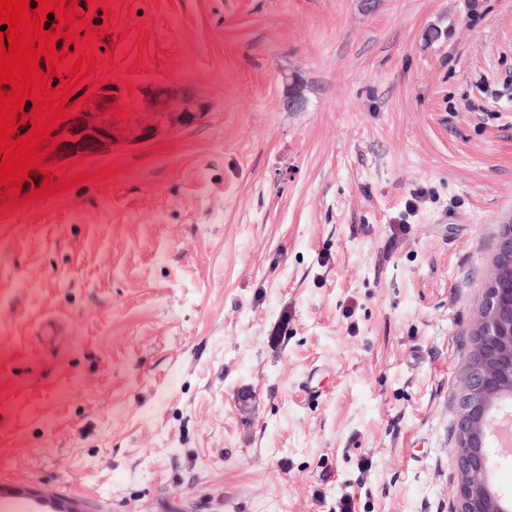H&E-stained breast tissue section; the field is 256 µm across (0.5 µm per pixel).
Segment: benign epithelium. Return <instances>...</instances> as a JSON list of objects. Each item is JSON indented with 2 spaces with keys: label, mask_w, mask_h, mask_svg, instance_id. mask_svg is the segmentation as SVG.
Segmentation results:
<instances>
[{
  "label": "benign epithelium",
  "mask_w": 512,
  "mask_h": 512,
  "mask_svg": "<svg viewBox=\"0 0 512 512\" xmlns=\"http://www.w3.org/2000/svg\"><path fill=\"white\" fill-rule=\"evenodd\" d=\"M118 92L102 86L69 113L53 133L55 149L44 160L50 171L57 162L106 154L120 143H143L162 122L186 124L203 114L189 97L167 86L141 92L138 116L125 121ZM471 353L459 399L454 459L460 475L456 512H512V499L492 482L494 471L512 456V445L501 441L495 423L512 402V224L500 227L496 255L487 273L484 295L471 329Z\"/></svg>",
  "instance_id": "1"
}]
</instances>
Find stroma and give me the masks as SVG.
Masks as SVG:
<instances>
[{
  "mask_svg": "<svg viewBox=\"0 0 512 512\" xmlns=\"http://www.w3.org/2000/svg\"><path fill=\"white\" fill-rule=\"evenodd\" d=\"M81 48L68 111L163 85L205 115L32 172L54 191L0 217V503L455 512L512 0H106Z\"/></svg>",
  "mask_w": 512,
  "mask_h": 512,
  "instance_id": "stroma-1",
  "label": "stroma"
}]
</instances>
